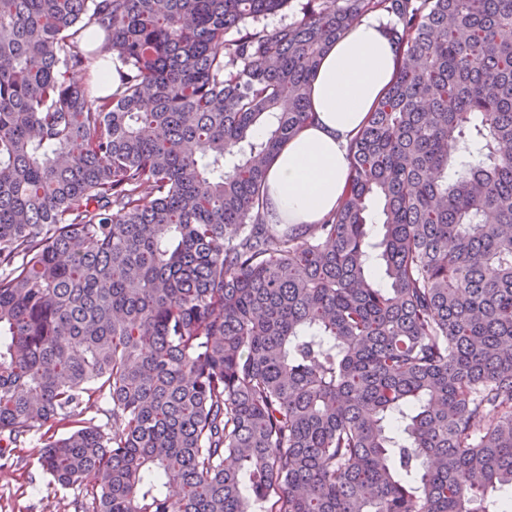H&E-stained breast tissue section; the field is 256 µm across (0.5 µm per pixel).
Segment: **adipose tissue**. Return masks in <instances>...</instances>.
<instances>
[{
  "label": "adipose tissue",
  "instance_id": "obj_1",
  "mask_svg": "<svg viewBox=\"0 0 512 512\" xmlns=\"http://www.w3.org/2000/svg\"><path fill=\"white\" fill-rule=\"evenodd\" d=\"M398 57L373 18L351 24L322 57L312 81L313 117L267 171L269 223L318 224L335 210L348 181V142L391 84Z\"/></svg>",
  "mask_w": 512,
  "mask_h": 512
}]
</instances>
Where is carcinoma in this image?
Listing matches in <instances>:
<instances>
[{
	"mask_svg": "<svg viewBox=\"0 0 512 512\" xmlns=\"http://www.w3.org/2000/svg\"><path fill=\"white\" fill-rule=\"evenodd\" d=\"M292 2L0 0V449L45 429L85 512H505L512 0L261 24ZM373 13L398 66L345 195L269 224L314 70Z\"/></svg>",
	"mask_w": 512,
	"mask_h": 512,
	"instance_id": "carcinoma-1",
	"label": "carcinoma"
}]
</instances>
